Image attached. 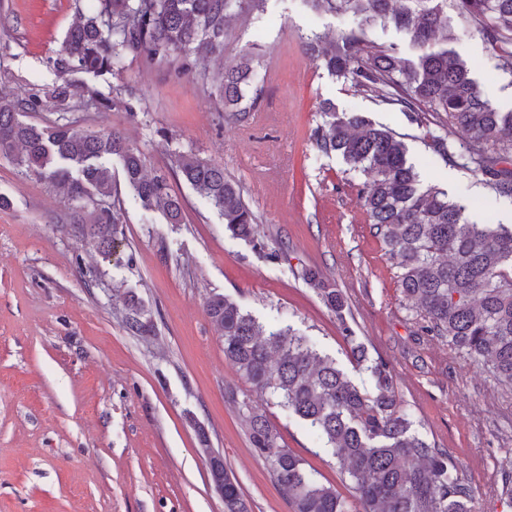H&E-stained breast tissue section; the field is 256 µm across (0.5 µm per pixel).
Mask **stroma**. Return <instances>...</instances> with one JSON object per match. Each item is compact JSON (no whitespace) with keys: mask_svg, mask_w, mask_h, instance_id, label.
Listing matches in <instances>:
<instances>
[{"mask_svg":"<svg viewBox=\"0 0 512 512\" xmlns=\"http://www.w3.org/2000/svg\"><path fill=\"white\" fill-rule=\"evenodd\" d=\"M91 0H0V86L17 97L59 79L51 61ZM352 22L307 8L303 0H265L262 14L229 23L223 57L197 60L215 72L250 54L266 70L255 116H224L213 94L178 60L131 59L117 76L73 74L104 93L135 87L133 110L28 113L40 126L120 130L148 170L176 151L222 165L260 216L256 240L233 237L194 188L172 177L185 201L182 223L141 208L122 168L111 161L123 209L124 241L94 256L70 226L73 205L47 181L0 157V512H224L202 444L222 456L250 512H292L251 448L241 415L225 394L249 386L225 361L204 303L232 298L260 323L312 337L360 386L342 329L351 327L369 358L395 374L413 428L447 449L472 490V512H512L502 492L512 474V392L486 368L419 327L397 268L364 224L346 165L314 140L324 102L357 112L400 137L422 181L447 191L468 220L512 224V201L446 163L426 128L404 113L355 94L305 54L307 37H339ZM449 49L474 73L483 96L512 111V76L497 70L478 30L448 14ZM331 275L345 295L344 320L307 283L306 269ZM145 306L155 334L129 335L126 293ZM267 416L287 446L324 484L351 498L335 457L276 405Z\"/></svg>","mask_w":512,"mask_h":512,"instance_id":"1","label":"stroma"}]
</instances>
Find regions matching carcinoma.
<instances>
[{"label":"carcinoma","instance_id":"carcinoma-1","mask_svg":"<svg viewBox=\"0 0 512 512\" xmlns=\"http://www.w3.org/2000/svg\"><path fill=\"white\" fill-rule=\"evenodd\" d=\"M304 2L318 13L357 20L327 46L317 36L306 43L319 65L349 82L354 93L440 130L429 135L434 152L481 177L495 196L512 200V112H499L484 99L467 65L446 47L451 6L479 29L496 67L512 76V0H400L397 7L393 0ZM263 4L92 0L89 13L70 28L51 60L61 83L24 98L0 88V155L62 190L75 208L88 210L87 223L73 225L74 233L90 237L104 257L116 253L124 237L121 205H103L112 197L106 160L114 156L133 196L168 223H181L185 208L171 188L175 174L206 199L233 237L255 239L259 217L224 167L178 151L171 170L148 175L145 157L118 130L89 133L69 124L44 128L19 116L47 105L69 111L88 102L104 110L129 109L133 87L116 86L108 99L66 75H119L130 57L148 64L180 57V73L188 74L191 55L223 54L228 21L245 10L260 13ZM376 25L404 33L416 56L403 58L395 47L369 40L366 29ZM201 82L214 86L224 111L245 120L257 105L265 74L243 56ZM323 112L316 145L325 154L340 155L348 173L359 178L363 219L399 269L401 293L425 322V331L486 364L497 383L512 391V226L470 223L448 193L423 187L404 142L392 131L330 105ZM450 129L463 134L462 147L448 138ZM307 280L336 314L372 389L356 384L335 359L290 327L267 328L224 295H212L205 304L225 360L250 386L251 395L240 400L231 390L227 398L239 407L250 445L293 512H471V489L448 451L413 429L394 374L385 362L368 359L347 326L344 295L317 269L308 271ZM123 323L134 336L153 333L147 310L133 295L125 301ZM273 400L336 456L352 483L353 501L320 483L299 455L280 444L264 410ZM208 465L212 481L224 482L226 512H248L223 458L211 451Z\"/></svg>","mask_w":512,"mask_h":512}]
</instances>
